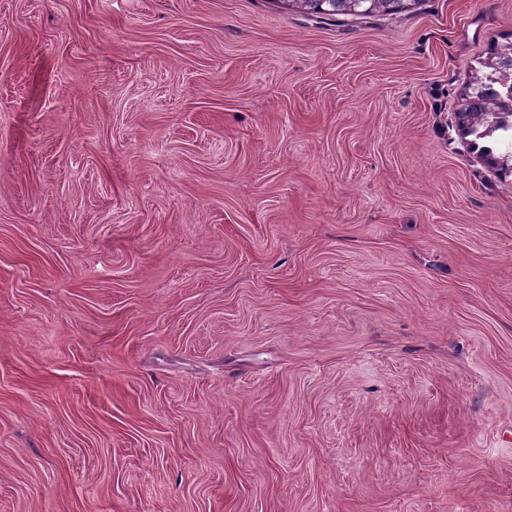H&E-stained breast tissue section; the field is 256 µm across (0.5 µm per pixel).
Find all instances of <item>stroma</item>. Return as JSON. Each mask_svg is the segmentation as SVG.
<instances>
[{"label": "stroma", "mask_w": 512, "mask_h": 512, "mask_svg": "<svg viewBox=\"0 0 512 512\" xmlns=\"http://www.w3.org/2000/svg\"><path fill=\"white\" fill-rule=\"evenodd\" d=\"M512 0H0V512H512ZM288 9L305 14L369 17L375 14L398 15L411 11L421 0H287ZM507 39L505 43H497L486 60L480 62L481 68L472 73L457 110L459 126L467 136L474 137L473 145L497 168L501 181L512 176V37ZM506 67L509 82L504 84L503 97L493 91L489 83ZM495 140L499 141L502 152L494 151ZM483 142L487 145L479 146Z\"/></svg>", "instance_id": "obj_1"}]
</instances>
